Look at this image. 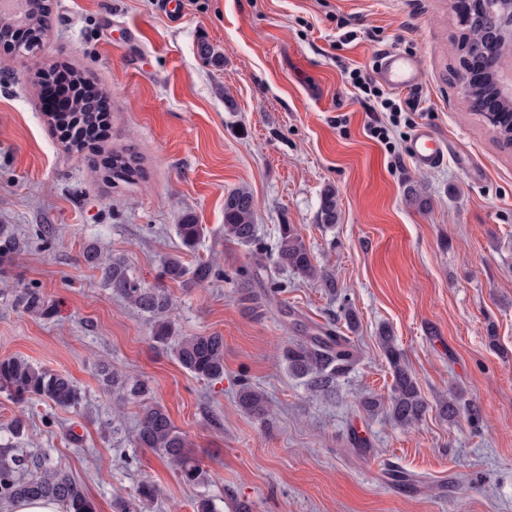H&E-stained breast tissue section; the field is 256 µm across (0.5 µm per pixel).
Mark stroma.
Instances as JSON below:
<instances>
[{"mask_svg": "<svg viewBox=\"0 0 512 512\" xmlns=\"http://www.w3.org/2000/svg\"><path fill=\"white\" fill-rule=\"evenodd\" d=\"M53 23L33 53L0 49V224L28 242L0 282V357L21 356L70 376L77 409L0 395V440L18 414L13 447L46 454L83 484L96 512L122 496L137 512H512V148L471 112L450 0H52ZM208 44L219 63L204 60ZM417 56L418 111H369L349 82L374 74L379 54ZM61 66L94 81L111 103L95 149L56 135L36 70ZM381 123L389 143L366 127ZM423 124L453 154L433 170L407 157ZM134 151L141 176L112 182L90 160ZM414 185L419 202L405 193ZM253 194L256 240L224 238V197ZM339 220L319 219L325 188ZM193 215V250L176 224ZM291 224L335 291L273 267L279 227ZM124 258L147 284H164L180 333L224 338V377L200 380L152 339L151 324L85 262L88 245ZM213 263L207 282L160 281L169 256ZM279 292L256 317L241 289ZM56 306L44 320L17 309L16 290ZM354 312L348 326L345 311ZM389 326L428 410L414 427L368 417L360 400L387 395L392 376L378 341ZM338 331L360 351L336 395L309 393L289 373V339ZM496 334L489 345L488 334ZM144 381L207 484L190 485L134 442L139 401L117 406L98 369ZM262 389L268 417L243 412L242 384ZM483 423L439 414L449 392ZM155 502H139L142 483Z\"/></svg>", "mask_w": 512, "mask_h": 512, "instance_id": "1", "label": "stroma"}]
</instances>
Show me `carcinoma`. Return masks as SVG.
Instances as JSON below:
<instances>
[{"mask_svg": "<svg viewBox=\"0 0 512 512\" xmlns=\"http://www.w3.org/2000/svg\"><path fill=\"white\" fill-rule=\"evenodd\" d=\"M507 6L501 0H486L482 14L465 16L456 12L461 29L462 60L483 56L489 46V37L496 33L504 18ZM52 8L44 4L31 13L26 22L29 39L40 43L45 37ZM492 93L488 77L473 84L469 99L470 111L483 114V100ZM104 168L115 180L130 182L140 175L134 158L122 154L112 155ZM320 222L334 224L339 218L336 192L327 188L321 195ZM177 233L184 246L193 248L203 234L202 225L190 215H184L177 224ZM256 236L252 193L246 188L229 191L224 198V238L240 245L250 244ZM25 249L9 224H0V280H5L17 256ZM85 260L102 270L103 283L130 306L145 314L152 324V339L166 347L175 333V323L170 318L171 298L166 288L147 286L131 273L127 264L119 258H105L101 251L91 246ZM274 267L289 270L306 280L319 281L324 287L336 288V281L314 260L302 236L291 224L279 228L277 253ZM214 275L213 267L199 263L189 269L178 256L168 259L163 266L162 277L181 280L185 277L194 283H202ZM15 307L43 319L56 315L55 306L35 288H24L14 296ZM240 304L249 313L259 316L264 302L251 289H242ZM379 343L389 365L393 384L388 397L367 395L361 405L367 412L382 410L395 424L410 427L418 423L428 410L416 377L412 374L402 350L397 346L391 330L384 326L379 332ZM173 356L182 368L197 379L218 380L224 377V337L217 334L184 336L173 348ZM284 360L289 372L303 380L307 391L330 398L336 395L340 378L346 376L356 363L353 347L345 336H307L288 345ZM102 383L126 401L145 395L146 386L140 380H128L100 365ZM0 394L17 404L33 398L49 401L57 406L76 409L81 406L83 394L66 375L37 366L20 356L0 358ZM237 402L245 412L263 418L271 410L267 395L245 384L237 394ZM442 417L453 422L460 416L477 424L479 410L461 403L452 395L440 404ZM136 444L151 448L167 459V462L188 484L199 485L205 481V471L190 455L188 441L172 424L166 410L158 403L142 407L136 431ZM48 498L61 502L65 512H96L92 501L65 469L50 463L45 456L18 454L13 448H0V502L14 503L23 499Z\"/></svg>", "mask_w": 512, "mask_h": 512, "instance_id": "carcinoma-1", "label": "carcinoma"}]
</instances>
